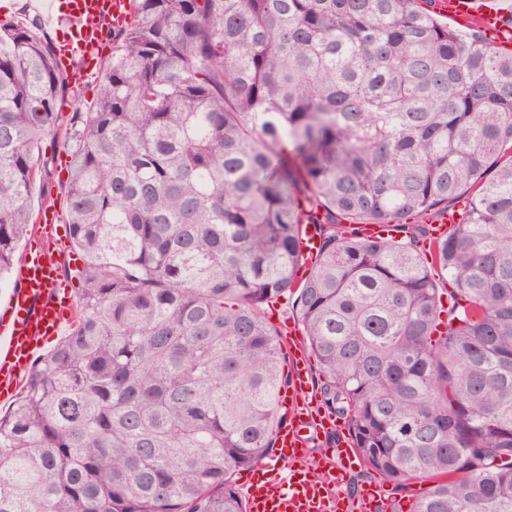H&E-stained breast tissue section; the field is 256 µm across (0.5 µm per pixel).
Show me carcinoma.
Here are the masks:
<instances>
[{
  "mask_svg": "<svg viewBox=\"0 0 512 512\" xmlns=\"http://www.w3.org/2000/svg\"><path fill=\"white\" fill-rule=\"evenodd\" d=\"M436 2L135 0L105 31L65 132L76 322L0 416V512H246L234 475L288 383L261 309L286 296L364 462L433 483L408 512H512V50ZM76 81L0 20V275ZM73 61L78 63L79 66V74L80 77L79 82L76 84V96L75 97H67L63 103L62 107V116L64 122L68 123L70 120L73 121L75 119V114L73 112H79L81 109L82 112H85L90 105H93L96 102V99L99 96L100 92V74L98 72L96 79H89L85 75L84 65L80 62V59L73 58ZM67 66V70L72 72L73 65L72 61ZM301 249L305 263H311L318 255L320 235L315 224H303Z\"/></svg>",
  "mask_w": 512,
  "mask_h": 512,
  "instance_id": "carcinoma-1",
  "label": "carcinoma"
}]
</instances>
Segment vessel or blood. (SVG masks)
<instances>
[{"mask_svg":"<svg viewBox=\"0 0 512 512\" xmlns=\"http://www.w3.org/2000/svg\"><path fill=\"white\" fill-rule=\"evenodd\" d=\"M440 9L454 18L475 22L487 39L512 49V10L478 4L477 0H440ZM133 0H67L68 45L77 55L94 58L102 42L104 27L121 29L132 21ZM59 279L53 257L39 252L26 255L17 268L18 286L8 297L0 315V399L14 397L22 385L21 372L35 358L37 341L71 325L65 304L52 287ZM296 328H289L288 371L290 383L280 395L286 420L278 429L275 455L287 461L288 472L263 464L248 485V512H380L387 496L373 483L359 494L343 488V473L362 459L350 438H338L336 459L329 462L324 479L310 477L306 432L320 430L328 419L315 404L312 373Z\"/></svg>","mask_w":512,"mask_h":512,"instance_id":"b4317fda","label":"vessel or blood"}]
</instances>
